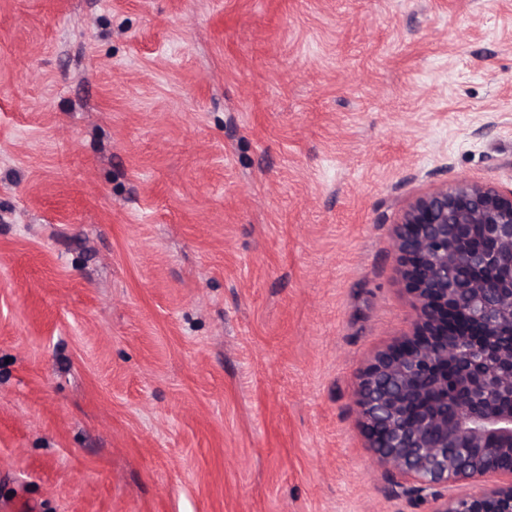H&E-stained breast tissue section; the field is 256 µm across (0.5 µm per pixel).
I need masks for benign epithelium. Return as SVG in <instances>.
<instances>
[{"mask_svg":"<svg viewBox=\"0 0 512 512\" xmlns=\"http://www.w3.org/2000/svg\"><path fill=\"white\" fill-rule=\"evenodd\" d=\"M479 235L490 250L466 242ZM412 333L377 353L355 390L363 434L377 462L430 492L432 512H512V190L466 180L418 198L396 229ZM463 314L477 330L451 331ZM424 402L409 420L406 409ZM384 433L383 447L373 434ZM477 492L439 489L486 475Z\"/></svg>","mask_w":512,"mask_h":512,"instance_id":"benign-epithelium-1","label":"benign epithelium"}]
</instances>
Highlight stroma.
<instances>
[{
	"instance_id": "35a3bbf8",
	"label": "stroma",
	"mask_w": 512,
	"mask_h": 512,
	"mask_svg": "<svg viewBox=\"0 0 512 512\" xmlns=\"http://www.w3.org/2000/svg\"><path fill=\"white\" fill-rule=\"evenodd\" d=\"M459 179L512 0H0V512H431L355 389Z\"/></svg>"
}]
</instances>
